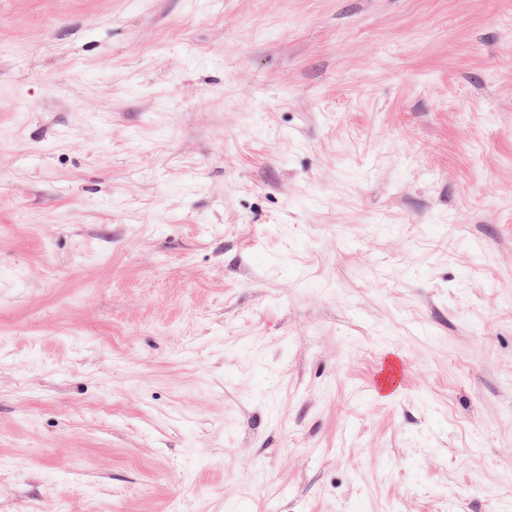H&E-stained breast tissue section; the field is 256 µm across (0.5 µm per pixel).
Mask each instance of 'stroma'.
I'll list each match as a JSON object with an SVG mask.
<instances>
[{
  "mask_svg": "<svg viewBox=\"0 0 512 512\" xmlns=\"http://www.w3.org/2000/svg\"><path fill=\"white\" fill-rule=\"evenodd\" d=\"M0 512H512V0H0Z\"/></svg>",
  "mask_w": 512,
  "mask_h": 512,
  "instance_id": "1",
  "label": "stroma"
}]
</instances>
